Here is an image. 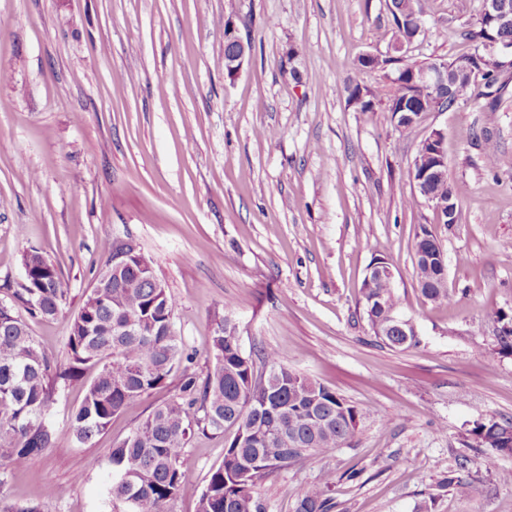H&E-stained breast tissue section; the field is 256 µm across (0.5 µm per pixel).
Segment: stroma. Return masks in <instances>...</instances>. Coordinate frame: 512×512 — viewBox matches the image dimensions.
<instances>
[{
	"instance_id": "35a3bbf8",
	"label": "stroma",
	"mask_w": 512,
	"mask_h": 512,
	"mask_svg": "<svg viewBox=\"0 0 512 512\" xmlns=\"http://www.w3.org/2000/svg\"><path fill=\"white\" fill-rule=\"evenodd\" d=\"M426 30L410 61L473 53L483 0H419ZM252 45L228 79L224 23ZM388 0H0V300L24 281L38 248L61 271L62 312L29 319L55 358L103 263L100 243L135 240L176 298L174 327L203 373L216 322L228 317L244 354L273 348L289 368L369 414L351 444L258 481L268 512H295L301 492L336 474L335 512H512V457L488 472L468 433L512 420V356L495 349L487 313H512V65L502 86L396 128L382 105L360 111L347 79L376 89L365 54L391 55ZM444 135L450 182L466 186L444 224L416 191L411 165L432 130ZM429 230L454 300L424 298L413 245ZM387 259L418 346L371 332L361 288ZM173 386L131 402L86 444L69 418L83 391L51 411L58 441L7 472L4 508L123 512L110 494L108 450ZM169 512H196L224 437L197 435ZM466 462L485 485L461 498L442 480ZM356 480H347L350 471ZM52 497H44L45 487Z\"/></svg>"
}]
</instances>
